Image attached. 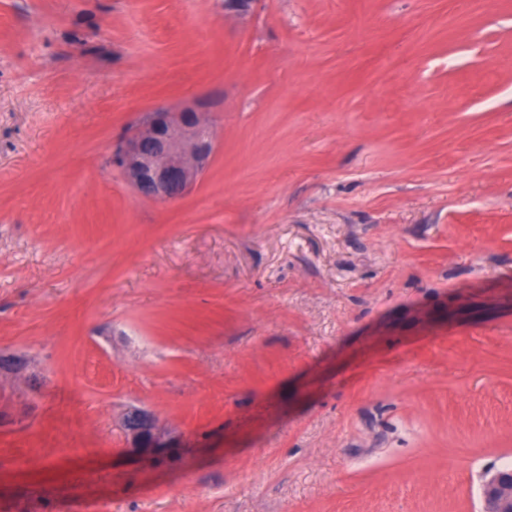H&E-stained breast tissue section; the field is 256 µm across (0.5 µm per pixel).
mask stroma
I'll return each mask as SVG.
<instances>
[{"mask_svg":"<svg viewBox=\"0 0 512 512\" xmlns=\"http://www.w3.org/2000/svg\"><path fill=\"white\" fill-rule=\"evenodd\" d=\"M197 102L202 178L139 197L115 141ZM1 354L0 512H479L512 0H0ZM124 427L134 448L153 450L166 447L153 418L141 410H132L126 417Z\"/></svg>","mask_w":512,"mask_h":512,"instance_id":"obj_1","label":"stroma"}]
</instances>
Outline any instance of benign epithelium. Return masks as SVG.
<instances>
[{
    "instance_id": "1",
    "label": "benign epithelium",
    "mask_w": 512,
    "mask_h": 512,
    "mask_svg": "<svg viewBox=\"0 0 512 512\" xmlns=\"http://www.w3.org/2000/svg\"><path fill=\"white\" fill-rule=\"evenodd\" d=\"M196 103L179 112L159 108L120 139L113 162L142 198L169 203L182 198L202 176L216 147L211 123ZM125 431L136 448L165 447L153 418L131 411ZM482 512H512V469L487 472L482 482Z\"/></svg>"
}]
</instances>
